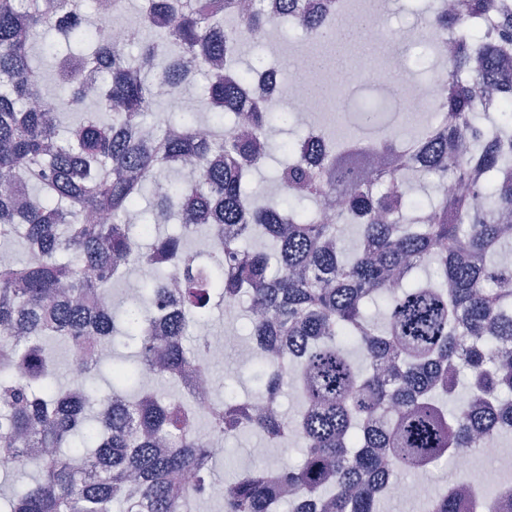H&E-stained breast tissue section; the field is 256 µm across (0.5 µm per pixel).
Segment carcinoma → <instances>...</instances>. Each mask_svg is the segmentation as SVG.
<instances>
[{
  "instance_id": "carcinoma-1",
  "label": "carcinoma",
  "mask_w": 512,
  "mask_h": 512,
  "mask_svg": "<svg viewBox=\"0 0 512 512\" xmlns=\"http://www.w3.org/2000/svg\"><path fill=\"white\" fill-rule=\"evenodd\" d=\"M285 11L312 24L310 0H284ZM166 12L165 25L153 14ZM95 21L76 0H0V364L28 367L24 384L0 379V454L50 448L48 464L28 484L0 493V512H192L199 485L182 489L178 473L195 470L209 438L255 431L271 445L298 439L306 453L272 482L255 467L224 483V512H279L281 490L306 512H380V501L402 474L456 461L489 433L512 430V249L504 223L512 215V123L505 111L487 128L476 124L486 98L512 107V85L494 79L512 68V4L458 0L429 21L455 34L453 49L435 47L450 82L443 83L441 128L429 123L409 141L394 132L351 145L323 133L312 143L317 163L281 144L275 181L287 195L268 200L248 177L272 156L268 130L279 118L255 107L241 123L240 97L251 77L241 66L249 38L278 21L239 0H146L142 20L125 26L120 43L99 44ZM481 28L478 39L470 36ZM151 31L145 39L143 29ZM61 35L79 49L61 51L56 80L69 88L53 112L30 106L45 90L35 60L39 33ZM138 47L136 53L127 47ZM111 78L98 83L102 70ZM204 83L194 86L196 76ZM196 87L206 123L156 118L155 101L175 104ZM181 174L156 190L164 170ZM430 178L435 202L419 215L408 188ZM466 185L448 193L446 181ZM174 223L170 235L159 226ZM359 237L344 253L342 231ZM201 235L209 260L185 242ZM260 238L265 246L250 240ZM154 253L182 271L177 288L165 277L148 292L175 297L180 315L169 323L160 369L180 388L174 397L131 389L147 357L154 314L147 306L117 320L112 303L86 312L81 293L87 268L108 270L100 291L131 266L148 267ZM385 302L380 321L364 313ZM246 302L250 334L270 349L292 347L288 368L259 371L257 396L274 398L291 381L302 401L297 417L249 398L187 396L199 372L201 344L184 340L192 319L209 316L214 300ZM136 343L135 366L113 369L100 398L90 382L60 383L52 369L61 345L86 337ZM363 357L356 363L348 345ZM469 396L457 399L459 375ZM423 512H503L501 488L479 496L457 483L423 505Z\"/></svg>"
}]
</instances>
